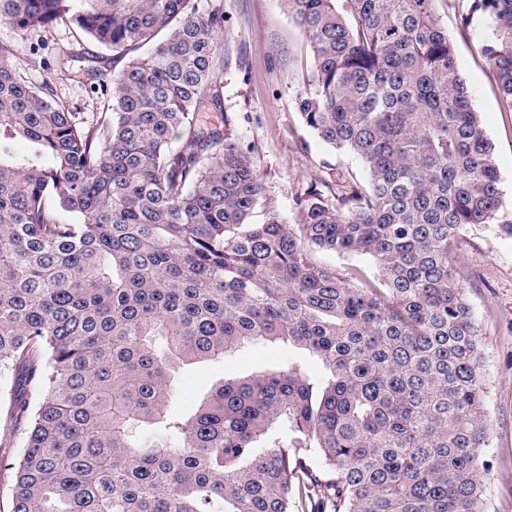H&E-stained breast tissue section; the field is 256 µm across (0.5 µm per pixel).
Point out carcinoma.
Returning <instances> with one entry per match:
<instances>
[{
	"instance_id": "carcinoma-1",
	"label": "carcinoma",
	"mask_w": 512,
	"mask_h": 512,
	"mask_svg": "<svg viewBox=\"0 0 512 512\" xmlns=\"http://www.w3.org/2000/svg\"><path fill=\"white\" fill-rule=\"evenodd\" d=\"M286 2L316 67L298 111L366 174L334 205L308 192L300 224L252 222L246 152L199 122L221 108L222 0H0L22 34L150 47L89 120L0 42V379L37 391L11 412V512H484L486 372L454 246L473 224L512 233L494 145L435 0ZM476 13L512 109V0ZM312 248L374 271L349 283ZM255 341L308 351L324 380L291 365L168 412L171 370ZM145 424L161 438L139 448Z\"/></svg>"
}]
</instances>
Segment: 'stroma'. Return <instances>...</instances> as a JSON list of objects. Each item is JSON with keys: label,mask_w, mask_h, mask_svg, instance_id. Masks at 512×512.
I'll list each match as a JSON object with an SVG mask.
<instances>
[{"label": "stroma", "mask_w": 512, "mask_h": 512, "mask_svg": "<svg viewBox=\"0 0 512 512\" xmlns=\"http://www.w3.org/2000/svg\"><path fill=\"white\" fill-rule=\"evenodd\" d=\"M223 109L201 112L202 121L226 126L239 140L264 192L254 217L267 213L286 223L302 218L298 200L308 191L335 196L349 174H362L353 156L322 143L306 126L297 96L309 88L314 61L305 35L295 26L284 0H223ZM435 14L455 47L458 70L471 104L479 112L495 146L504 209L512 208V110L504 104L496 76L481 47L488 21L475 15L462 25L458 0H436ZM0 42L13 44L26 80L49 84L56 98L72 111L89 117L102 111L112 75L121 62L111 51L90 41H76L68 28L53 26L18 36L0 22ZM455 261L482 335L486 370L489 446L484 450L481 478L486 512H512V236L495 224L468 226L459 236ZM301 365L311 376L323 368L317 359L294 345L250 344L218 362L177 368L170 413L185 415L198 398L220 379ZM18 388L0 383V512H11V461L22 448L10 416Z\"/></svg>", "instance_id": "obj_1"}]
</instances>
